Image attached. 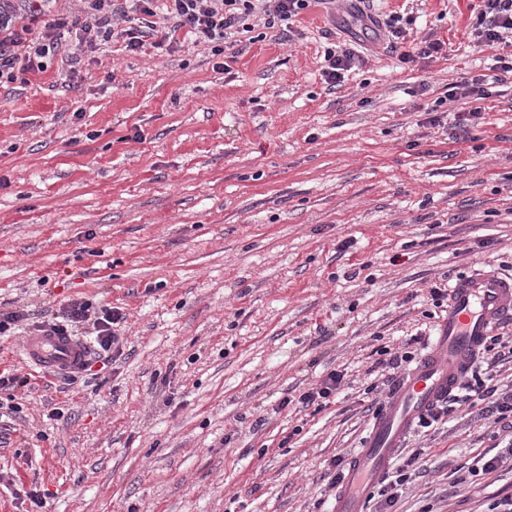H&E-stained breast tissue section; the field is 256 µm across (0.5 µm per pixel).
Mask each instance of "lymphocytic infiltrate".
Listing matches in <instances>:
<instances>
[{
  "label": "lymphocytic infiltrate",
  "instance_id": "f902f5d3",
  "mask_svg": "<svg viewBox=\"0 0 512 512\" xmlns=\"http://www.w3.org/2000/svg\"><path fill=\"white\" fill-rule=\"evenodd\" d=\"M474 36L477 44L492 46L505 43L512 34V0H480ZM52 0H0V85L27 83L29 76L45 72L50 56L69 50L81 56L96 49L99 42H112L122 37L127 52L146 53L148 49L172 47L174 35L187 30L195 42L208 44L214 56L223 55L233 47L237 37L246 32L247 20L253 19L272 29L293 22L312 0H81L77 13L61 15L51 10ZM165 7V26H157L158 7ZM147 16L145 28L119 29V21L130 14ZM407 20L394 14L376 22L374 32L385 37L390 45H401L399 60L414 64L434 60L443 54L445 44L426 36L408 40ZM78 29L74 41H66L65 32ZM363 61L355 47L329 42L323 51L322 76L330 86L343 83L346 76ZM512 75V53L497 57L490 73L477 74L450 84L448 100H484ZM126 320L120 311L99 307L91 301L69 300L61 320L52 321L53 329L75 335L78 326L91 325L101 353L120 350L123 338L121 325ZM484 403L488 416L495 421L512 417V393L497 395L484 380L466 385L463 392L449 395L447 401L421 422L422 427L442 419L462 405Z\"/></svg>",
  "mask_w": 512,
  "mask_h": 512
}]
</instances>
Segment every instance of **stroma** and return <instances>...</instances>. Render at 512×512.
I'll return each mask as SVG.
<instances>
[{"mask_svg": "<svg viewBox=\"0 0 512 512\" xmlns=\"http://www.w3.org/2000/svg\"><path fill=\"white\" fill-rule=\"evenodd\" d=\"M479 0H364L447 46L405 65L374 49L341 86L321 76L329 10L294 38L255 27L226 49L177 32L172 52L56 55L0 87V512H333L334 456L350 458L395 381L383 349L442 314L433 287L512 267V84L482 100L478 142L454 136L451 83L483 72ZM72 83H65V75ZM444 99L439 122L428 111ZM120 309L122 354L76 379L31 373L22 339L70 299ZM322 409L283 406L331 370ZM512 430L481 407L410 434L418 469L394 505L365 512H487L512 463L458 483Z\"/></svg>", "mask_w": 512, "mask_h": 512, "instance_id": "35a3bbf8", "label": "stroma"}]
</instances>
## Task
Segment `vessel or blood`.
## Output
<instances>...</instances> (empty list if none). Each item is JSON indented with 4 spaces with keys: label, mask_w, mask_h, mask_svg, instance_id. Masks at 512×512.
I'll use <instances>...</instances> for the list:
<instances>
[{
    "label": "vessel or blood",
    "mask_w": 512,
    "mask_h": 512,
    "mask_svg": "<svg viewBox=\"0 0 512 512\" xmlns=\"http://www.w3.org/2000/svg\"><path fill=\"white\" fill-rule=\"evenodd\" d=\"M512 321V273L477 269L448 293L435 342L394 387L363 448L351 459L334 512H365L374 485L387 475L407 435L461 383L487 336ZM27 360L43 374L72 370L87 358L79 339L52 329L25 336Z\"/></svg>",
    "instance_id": "obj_1"
}]
</instances>
